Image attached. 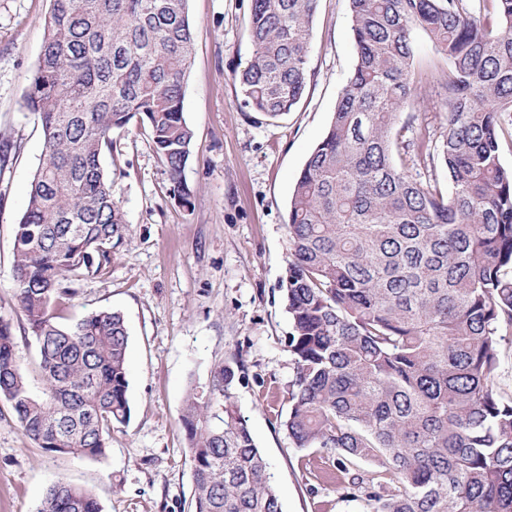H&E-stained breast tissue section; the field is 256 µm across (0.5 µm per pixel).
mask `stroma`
Returning a JSON list of instances; mask_svg holds the SVG:
<instances>
[{
	"label": "stroma",
	"mask_w": 512,
	"mask_h": 512,
	"mask_svg": "<svg viewBox=\"0 0 512 512\" xmlns=\"http://www.w3.org/2000/svg\"><path fill=\"white\" fill-rule=\"evenodd\" d=\"M251 0H189L194 54L183 102L193 130L183 182L173 193L148 128L132 126L103 164L128 231L111 267L76 284L65 323L120 311L129 335L130 417L105 456L39 448L0 399V512H35L64 479L96 495L102 512H193L192 471L179 421L190 381L237 360L235 403L262 451L283 512H363L332 482L335 462L293 448L282 423L294 363L282 297L288 202L309 154L324 137L356 52L348 0H319L309 80L293 112L271 119L246 107L236 80L254 55ZM51 0H0V318L11 323L26 363L37 346L15 298L12 247L43 150L40 124L24 106ZM415 68L427 82L407 114L441 135L447 107L437 81L447 61L415 32Z\"/></svg>",
	"instance_id": "obj_1"
}]
</instances>
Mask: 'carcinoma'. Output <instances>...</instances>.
<instances>
[{
  "label": "carcinoma",
  "instance_id": "obj_1",
  "mask_svg": "<svg viewBox=\"0 0 512 512\" xmlns=\"http://www.w3.org/2000/svg\"><path fill=\"white\" fill-rule=\"evenodd\" d=\"M319 0H252L245 104L271 119L305 95ZM356 61L288 205L284 428L336 456V485L370 512H512V398L497 389L512 328V0H348ZM25 108L44 146L15 227L16 299L38 357L29 369L0 319V399L51 453L97 458L130 415L123 315L60 322L74 284L112 263L128 225L102 164L148 127L182 205L193 131L189 0H52ZM448 61L438 142L402 112L421 84L414 32ZM448 173L443 192L428 169ZM235 360L189 385L180 421L193 512H282L266 459L233 399ZM374 468L371 476L359 464ZM36 512H101L52 485Z\"/></svg>",
  "mask_w": 512,
  "mask_h": 512
}]
</instances>
